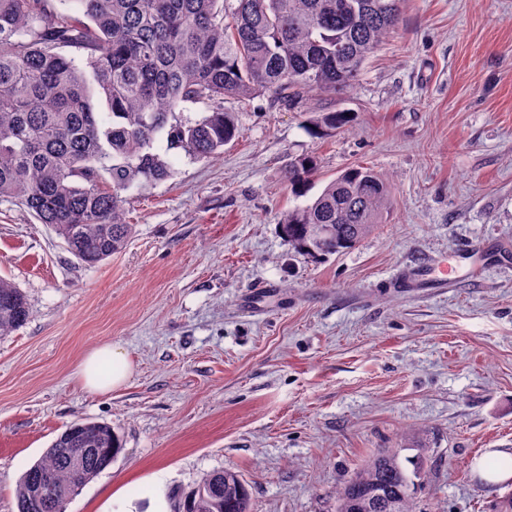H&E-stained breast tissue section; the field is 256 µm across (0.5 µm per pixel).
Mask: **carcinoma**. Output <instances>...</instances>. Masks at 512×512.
<instances>
[{"instance_id": "1", "label": "carcinoma", "mask_w": 512, "mask_h": 512, "mask_svg": "<svg viewBox=\"0 0 512 512\" xmlns=\"http://www.w3.org/2000/svg\"><path fill=\"white\" fill-rule=\"evenodd\" d=\"M400 0H0V197L17 199L82 264L119 252L132 227L123 193L166 180L155 151L211 157L239 137L224 99L271 92L297 103L342 95L399 19ZM200 119L187 122L186 105ZM325 112L310 133L347 125ZM317 170L293 160L299 191ZM392 187L363 165L344 169L311 202L283 215L294 250L324 258L383 223ZM28 317L24 295L0 278V336ZM121 440L106 422L68 426L20 477L17 512H66L67 502L112 465ZM383 449L336 490V512H415L413 477ZM221 494H209L214 480ZM189 512H253L232 470L205 474L179 500Z\"/></svg>"}]
</instances>
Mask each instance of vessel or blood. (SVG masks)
I'll return each mask as SVG.
<instances>
[{"mask_svg": "<svg viewBox=\"0 0 512 512\" xmlns=\"http://www.w3.org/2000/svg\"><path fill=\"white\" fill-rule=\"evenodd\" d=\"M497 253V246L483 241L464 249L459 255L457 266L447 265L441 258L427 259L407 269L396 279L395 285L399 288H451L459 281L475 279L481 263Z\"/></svg>", "mask_w": 512, "mask_h": 512, "instance_id": "b4317fda", "label": "vessel or blood"}]
</instances>
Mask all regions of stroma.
Returning a JSON list of instances; mask_svg holds the SVG:
<instances>
[{"label": "stroma", "mask_w": 512, "mask_h": 512, "mask_svg": "<svg viewBox=\"0 0 512 512\" xmlns=\"http://www.w3.org/2000/svg\"><path fill=\"white\" fill-rule=\"evenodd\" d=\"M224 108L239 138L170 154L168 179L126 191L131 235L96 266L0 197V278L29 306L0 337V512H17L20 476L80 420L112 425L122 450L66 512H147L158 494L173 506L225 468L255 512H334L385 448L422 460L417 512H501L512 483L472 463L512 452V263L435 293L395 280L485 239L512 248V0H402L350 92ZM339 111L346 128L308 131ZM304 155L318 169L298 194L286 170ZM356 163L392 182L384 224L323 261L294 253L283 214ZM107 344L131 375L88 390L77 367Z\"/></svg>", "instance_id": "obj_1"}]
</instances>
